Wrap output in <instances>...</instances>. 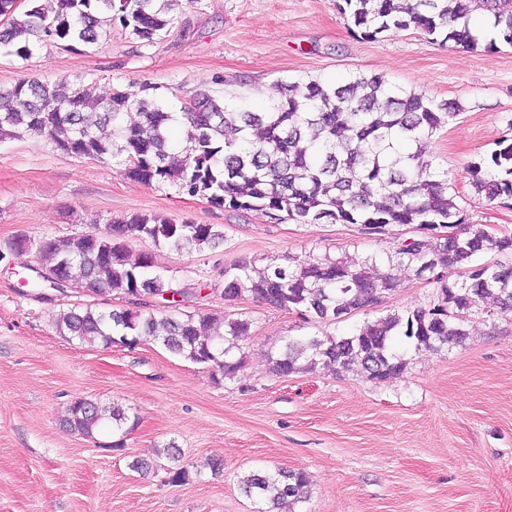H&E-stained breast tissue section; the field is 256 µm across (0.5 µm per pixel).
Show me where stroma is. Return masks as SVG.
Returning a JSON list of instances; mask_svg holds the SVG:
<instances>
[{
    "label": "stroma",
    "mask_w": 512,
    "mask_h": 512,
    "mask_svg": "<svg viewBox=\"0 0 512 512\" xmlns=\"http://www.w3.org/2000/svg\"><path fill=\"white\" fill-rule=\"evenodd\" d=\"M337 4L179 0L168 31L149 46L116 25L98 44L48 43L27 60L1 49L0 87L66 77L102 95L147 84L177 112L201 87L260 105L280 80L380 74L459 103L460 115L431 140L433 164L475 222L512 232V205L475 198L463 171L512 136V46L470 52L412 28L367 41ZM135 213L221 227L224 243L214 249L177 252L146 238L128 247L153 253L176 287L206 285L188 312L224 309L250 320L236 379L213 382L208 368L158 341L129 350L60 336V310L119 309L125 300L74 290L42 300L35 253L6 252L21 235L77 236ZM393 243L363 240L349 224H274L227 211L174 184L145 185L116 165L64 154L34 134L0 143V512H256L241 478L279 469L306 476L307 497L294 512H512V314L473 317L464 343L438 351L396 340L408 367L378 382L357 371L280 377L269 369V353L288 339L342 336L363 315L310 325L247 295L224 300V267L237 258L263 266L288 253L362 257ZM79 397L122 406L127 423L90 437L71 432L62 415ZM171 444L186 464L220 460L222 475L174 484L162 468L132 470L134 459L155 460Z\"/></svg>",
    "instance_id": "1"
}]
</instances>
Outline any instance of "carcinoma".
Segmentation results:
<instances>
[{"mask_svg":"<svg viewBox=\"0 0 512 512\" xmlns=\"http://www.w3.org/2000/svg\"><path fill=\"white\" fill-rule=\"evenodd\" d=\"M14 0H0V48L29 57L42 45L62 42L70 49L94 44L118 24L147 46L166 32L172 0H30L15 14ZM340 14L355 35L376 40L414 28L432 40L466 49L493 51L497 41L512 46V0H342ZM490 13L496 37L481 41L471 33L469 16ZM115 90L90 100L68 82L21 81L0 89V142L37 134L57 150L101 162L118 160L127 178L150 185L173 183L187 193L230 211H255L281 224H351L365 240L378 241L391 228L420 227L421 237H398L392 251L340 259H300L256 267L243 257L224 267V300L248 294L261 303L293 312L309 324H335L344 317L376 311L399 291L405 276L432 280L433 303L393 311L344 336L291 338L274 356L271 372L287 376L319 366L336 372L360 370L382 382L404 374L408 362L393 350L404 338L416 351H438L469 336L476 314L512 313V234L475 224L449 191L448 173L429 160L428 143L459 115L456 103L435 101L393 86L380 75H355L324 84L280 81L266 106L230 107L201 88L184 106L189 152H176L170 140L175 113L148 94ZM465 175L473 196L504 206L512 201V142L503 139L490 158L470 162ZM146 237L174 251L216 248L224 233L213 224L177 223L147 214L111 222L103 231L78 237L9 243L14 253L32 250L40 269L63 275L72 286L94 295H118L128 307L98 309L77 304L57 314L59 335L109 348L118 340L129 347L151 337L172 353L203 365L213 379L237 378L246 363L236 354L250 336L251 323L225 311L197 315L180 310L185 291L157 266L154 256L133 258L127 241ZM458 278L450 279V272ZM180 295L155 303L164 292ZM379 371L374 375L369 369ZM109 420L121 427L128 417L117 405L77 398L63 423L90 436ZM168 480L183 483L189 468L200 476L216 472V460L178 465ZM306 477L279 470L250 475L243 492L259 501L257 512H282L305 499Z\"/></svg>","mask_w":512,"mask_h":512,"instance_id":"obj_1","label":"carcinoma"}]
</instances>
